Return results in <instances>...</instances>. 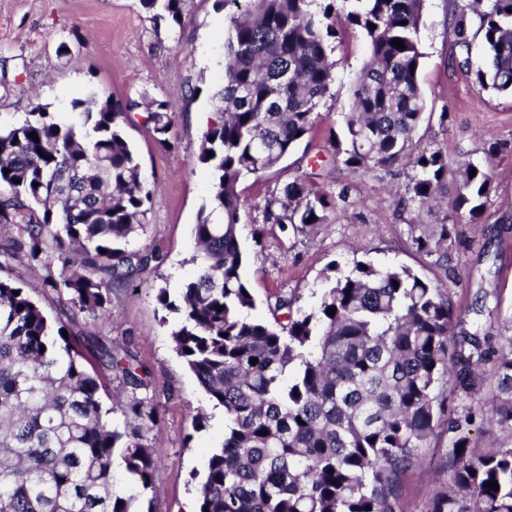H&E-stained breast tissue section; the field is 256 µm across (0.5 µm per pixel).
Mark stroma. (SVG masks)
Instances as JSON below:
<instances>
[{
  "mask_svg": "<svg viewBox=\"0 0 512 512\" xmlns=\"http://www.w3.org/2000/svg\"><path fill=\"white\" fill-rule=\"evenodd\" d=\"M448 9L449 0L425 2L418 78L430 117L421 122L414 142L421 150L442 151L452 163H492L494 190L481 224L459 221L451 265L436 263L418 251L414 239L425 225L443 221L446 210L404 211L396 205L413 169L401 164L357 176L337 155L331 141L344 137L352 80L368 53L363 30L338 17L342 37L332 54L336 79L318 107L313 130L279 164L244 178L237 187L246 202L237 237L247 257L244 277L255 298L252 317L273 320L270 306L281 295L295 296L296 309L311 312L330 267L345 274L364 261L409 267L447 287L463 313L475 291L485 288L500 309L491 335H512V94L480 89L473 72L449 66ZM226 13L215 0H186L182 25L172 26L145 12L139 0H0V128L22 122L35 106L59 110L91 91L115 101L139 95L165 99L174 114L169 149L139 116L124 125L153 192L146 232L134 245L163 253L161 267H147L113 289L110 305L96 318L69 316L65 296L43 288V278L57 272V265L35 271L17 259L0 267V278L28 287L51 321L106 337L148 368L157 422L145 439L160 470L151 493L152 512H185L198 504L208 459L224 439V410L213 406L175 353L173 325L165 321L157 295L164 289L179 297L197 272L193 228L213 181L195 157L204 131L217 117L212 94L224 83ZM303 174L335 198L327 223L304 232L266 223L268 200ZM199 411L208 420L196 430L192 417ZM448 455V435L437 428L399 478L403 512H427L434 492L451 485Z\"/></svg>",
  "mask_w": 512,
  "mask_h": 512,
  "instance_id": "stroma-1",
  "label": "stroma"
}]
</instances>
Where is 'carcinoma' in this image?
<instances>
[{
    "mask_svg": "<svg viewBox=\"0 0 512 512\" xmlns=\"http://www.w3.org/2000/svg\"><path fill=\"white\" fill-rule=\"evenodd\" d=\"M183 2L140 0L177 25ZM244 2L242 13L227 17L220 118L197 155L213 177L194 229L198 271L179 299L158 295L178 316L174 350L224 409V441L208 459L199 512H401L399 477L441 419L454 490L436 492L428 512H512V444L468 452L477 419L512 431V336L508 350L494 348L481 322L497 311L489 292H476L478 319L467 329L448 289L407 267L357 261L348 274L326 277L316 310L295 313V299L280 296L275 310L287 311V323L248 316L255 300L237 238L244 208L237 185L313 129L336 77L330 42L340 11L364 31L368 57L353 79L337 152L355 175L408 161L415 174L398 198L404 208L427 205L448 186L450 223L416 239L439 262H451L454 218L481 223L491 169L469 160L451 169L439 150L410 152L426 109L418 83L425 0H324L320 13L316 0ZM448 35L451 67L470 69L479 38L490 60L475 73L479 88L512 93V0H453ZM135 111L169 143V103L142 96L114 102L89 93L70 101L71 119L38 106L0 131V226L20 229L0 248V267L17 258L32 269L57 261L59 276L43 287L66 292L73 316L104 312L113 287L164 261L155 250L129 248L145 232L152 200L122 130ZM334 205L310 177L296 176L269 201L266 222L302 232L326 223ZM64 329L25 288L0 278V512H133L159 480L144 443L155 410L137 396L150 385L148 370L97 337H65ZM86 349L132 393L122 430L103 409L98 375L82 363ZM489 362L491 409L479 403L456 414L448 387L481 395ZM116 455L134 488L127 497L113 489Z\"/></svg>",
    "mask_w": 512,
    "mask_h": 512,
    "instance_id": "cac0c4a2",
    "label": "carcinoma"
}]
</instances>
